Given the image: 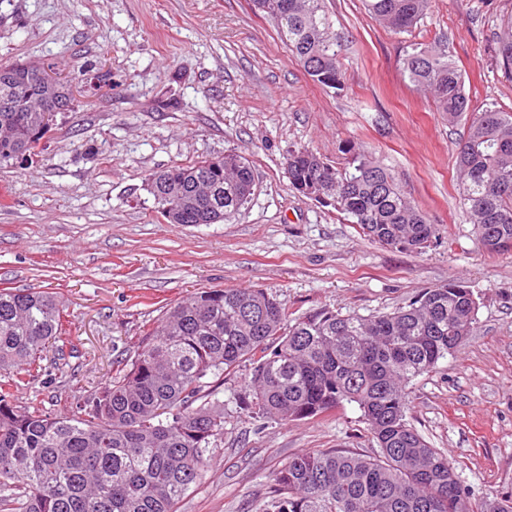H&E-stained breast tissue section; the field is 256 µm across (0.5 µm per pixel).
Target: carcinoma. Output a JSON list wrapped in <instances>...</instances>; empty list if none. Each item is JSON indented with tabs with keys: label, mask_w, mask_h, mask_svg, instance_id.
I'll use <instances>...</instances> for the list:
<instances>
[{
	"label": "carcinoma",
	"mask_w": 512,
	"mask_h": 512,
	"mask_svg": "<svg viewBox=\"0 0 512 512\" xmlns=\"http://www.w3.org/2000/svg\"><path fill=\"white\" fill-rule=\"evenodd\" d=\"M318 85L340 90L346 73L324 0H252ZM371 16L409 31L431 0H365ZM498 40L500 66L512 73V19ZM409 81L429 91L448 121L464 122L456 151L464 206L489 254L512 252V112L470 108L463 74L448 52L410 45ZM76 72L43 93L40 73L0 63V163L36 148L44 111L71 107ZM337 166L306 148L288 154L298 192L325 185L333 208L364 236L390 248L423 252L437 239L428 216L395 176L351 146ZM159 213L170 224H216L253 196L252 162L235 153L150 174ZM478 302L459 280L428 288L407 306L368 318L313 309L293 321L261 288H204L168 308L117 365L108 384L73 416L14 403L15 373L42 370L46 353L65 359L69 329L51 291L0 289V512H176L209 469L224 432V405L210 399L216 381L252 365L245 409L288 423L355 403L379 452L301 453L274 474L260 512H467V493L447 458L406 418V384L435 369L471 335ZM480 512H512V494Z\"/></svg>",
	"instance_id": "cac0c4a2"
}]
</instances>
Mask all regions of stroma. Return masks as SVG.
<instances>
[{"label":"stroma","mask_w":512,"mask_h":512,"mask_svg":"<svg viewBox=\"0 0 512 512\" xmlns=\"http://www.w3.org/2000/svg\"><path fill=\"white\" fill-rule=\"evenodd\" d=\"M325 3L342 37L339 92L311 80L252 0H0V63L112 75L57 114L37 164L0 165V288L56 292L74 348L63 364L45 360L14 398L74 414L165 307L201 288H263L294 318L314 308L368 317L458 279L479 302L473 333L407 385V418L478 512L512 493V252L481 249L455 168L464 128L409 82L402 59L409 44L444 45L474 108L512 111V74L496 56L512 0H433L401 34L362 0ZM347 142L435 224L425 253L373 242L291 187L290 150L335 161ZM229 152L254 166L248 206L217 224L167 223L149 175ZM249 377L246 362L225 376L224 432L177 512H258L294 455L376 454L356 404L319 420L260 419L239 404Z\"/></svg>","instance_id":"1"}]
</instances>
